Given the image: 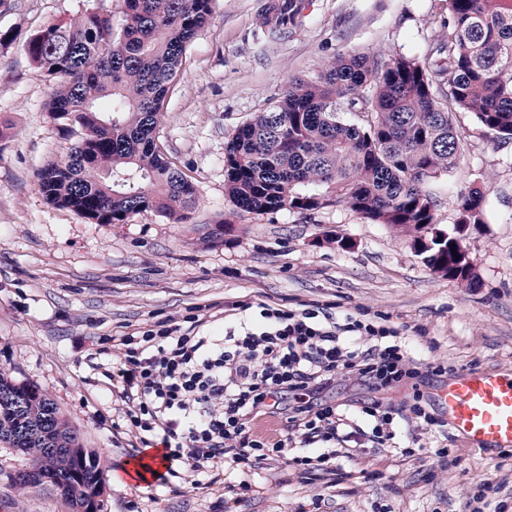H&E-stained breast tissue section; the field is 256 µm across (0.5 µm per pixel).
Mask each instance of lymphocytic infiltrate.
<instances>
[{
	"label": "lymphocytic infiltrate",
	"mask_w": 512,
	"mask_h": 512,
	"mask_svg": "<svg viewBox=\"0 0 512 512\" xmlns=\"http://www.w3.org/2000/svg\"><path fill=\"white\" fill-rule=\"evenodd\" d=\"M119 343L107 376L130 427L187 473L272 455L329 471L336 442L381 447L408 419L422 430L404 448L412 455L427 451L425 434L443 425L418 392L404 410L372 398L344 410L324 400L340 376L383 390L450 373L447 363L414 360L399 330L375 317L232 302L223 335L203 319L186 327L171 318Z\"/></svg>",
	"instance_id": "1"
}]
</instances>
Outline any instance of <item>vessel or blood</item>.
Here are the masks:
<instances>
[{"label": "vessel or blood", "mask_w": 512, "mask_h": 512, "mask_svg": "<svg viewBox=\"0 0 512 512\" xmlns=\"http://www.w3.org/2000/svg\"><path fill=\"white\" fill-rule=\"evenodd\" d=\"M434 399L466 446L489 455L512 449V375L496 368L462 370Z\"/></svg>", "instance_id": "obj_1"}]
</instances>
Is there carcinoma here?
<instances>
[{"instance_id": "carcinoma-1", "label": "carcinoma", "mask_w": 512, "mask_h": 512, "mask_svg": "<svg viewBox=\"0 0 512 512\" xmlns=\"http://www.w3.org/2000/svg\"><path fill=\"white\" fill-rule=\"evenodd\" d=\"M446 2L448 22L422 58L340 54L237 129L224 146V192L236 213L342 205L410 238L433 271L474 283L456 271L454 236L433 233L435 200L424 184L461 160L456 114L512 140V0ZM211 11L212 0H124L118 30L112 14L90 7L29 40L51 84L52 118L79 133L65 160L37 173L51 204L96 224H125L144 210L190 219L194 184L155 134L183 53ZM302 11L288 0V11L262 26L293 29ZM455 205L456 223L486 222L483 188L459 193ZM0 445L28 460L10 476L14 489L45 483L73 512L104 479L100 454L83 446L54 400L2 372Z\"/></svg>"}]
</instances>
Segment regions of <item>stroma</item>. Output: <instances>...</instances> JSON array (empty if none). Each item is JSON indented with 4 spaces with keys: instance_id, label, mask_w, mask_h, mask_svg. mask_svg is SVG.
Returning <instances> with one entry per match:
<instances>
[{
    "instance_id": "35a3bbf8",
    "label": "stroma",
    "mask_w": 512,
    "mask_h": 512,
    "mask_svg": "<svg viewBox=\"0 0 512 512\" xmlns=\"http://www.w3.org/2000/svg\"><path fill=\"white\" fill-rule=\"evenodd\" d=\"M268 0H213L183 56L156 134L160 150L193 182L188 223L147 210L124 224H96L47 203L38 170L67 157L75 135L47 112L50 88L27 53L51 23L95 7L120 15L123 0H0V118L13 134L0 149V372L47 393L96 449L107 471L129 468L144 448L102 374L119 337L174 318L223 329L224 303L265 301L289 309L365 310L409 336L415 357L456 369L512 370V141L461 116L463 162L430 180L436 227L455 231L453 192L484 186L487 220L467 226L475 286L434 272L410 238L344 206L235 215L224 194V144L276 104L295 78L319 74L334 56H423L447 21L445 0H309L301 26L270 38ZM233 219L219 242L208 227ZM432 453L386 447L337 458L338 474L306 478L284 460L173 478L166 487L107 481L101 512H460L484 481L512 501V457L466 447L449 430ZM449 449L438 463L435 449ZM25 456L0 446V512H70L50 488L19 496L7 476ZM248 480L240 496L236 486ZM321 507H313V500Z\"/></svg>"
}]
</instances>
